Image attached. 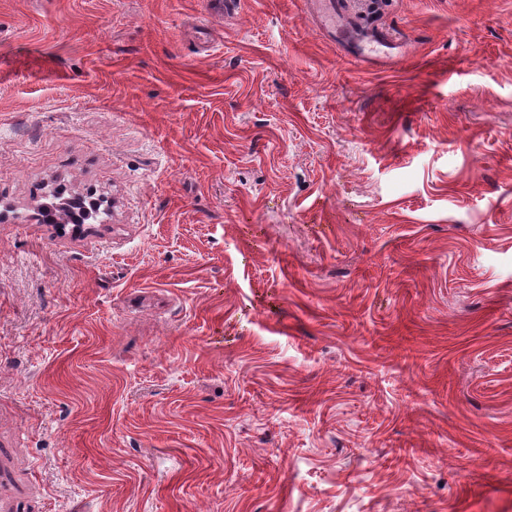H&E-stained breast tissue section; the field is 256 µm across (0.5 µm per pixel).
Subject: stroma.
I'll return each instance as SVG.
<instances>
[{"mask_svg":"<svg viewBox=\"0 0 512 512\" xmlns=\"http://www.w3.org/2000/svg\"><path fill=\"white\" fill-rule=\"evenodd\" d=\"M348 9L0 0V512H512V0Z\"/></svg>","mask_w":512,"mask_h":512,"instance_id":"35a3bbf8","label":"stroma"}]
</instances>
